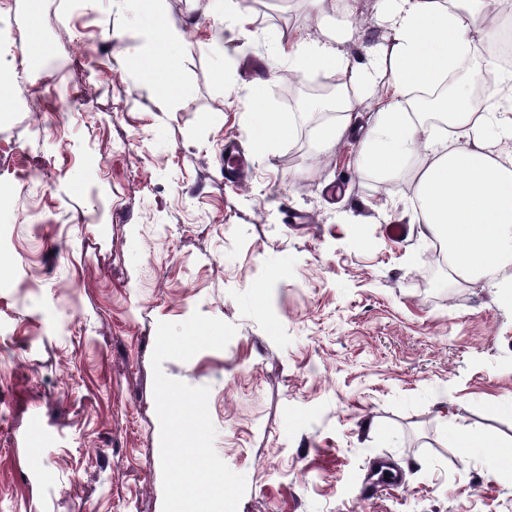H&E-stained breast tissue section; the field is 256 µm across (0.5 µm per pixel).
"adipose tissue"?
Returning <instances> with one entry per match:
<instances>
[{"label": "adipose tissue", "mask_w": 512, "mask_h": 512, "mask_svg": "<svg viewBox=\"0 0 512 512\" xmlns=\"http://www.w3.org/2000/svg\"><path fill=\"white\" fill-rule=\"evenodd\" d=\"M392 26L391 47L369 46L368 62L352 67L332 40L299 36L275 43L288 57L289 68L311 75L333 70L347 76L356 93L374 97L376 112L358 140L361 169L388 175H412L416 190L411 223L421 235L439 241L453 281L484 279L512 304V71L491 58L476 56L474 33L493 34L499 14L512 10V0H383ZM153 86L167 94L171 48L181 39L169 25L151 27ZM478 74L507 93L508 105L475 110L460 77ZM451 81L455 91L440 101V111L453 129L452 140L439 137L416 110L415 89ZM251 144L265 157L278 141L300 124H314L323 150H335L352 128L353 104L341 99V115L332 123L317 119L321 104L302 105L289 119L261 111L262 100L251 93Z\"/></svg>", "instance_id": "obj_1"}]
</instances>
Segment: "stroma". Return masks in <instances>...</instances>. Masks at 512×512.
<instances>
[{
    "label": "stroma",
    "mask_w": 512,
    "mask_h": 512,
    "mask_svg": "<svg viewBox=\"0 0 512 512\" xmlns=\"http://www.w3.org/2000/svg\"><path fill=\"white\" fill-rule=\"evenodd\" d=\"M157 8L182 35L164 109L124 0L0 6L20 45L0 58V512H162L151 357L158 322L196 311L235 336L163 371L209 387L238 512H512V467L489 466L512 439V306L484 280L449 286L408 221L411 177L300 127L224 178L251 84L292 111L300 79L267 41L328 33L361 65L391 38L380 0H355L345 29L329 0L321 23L303 0H242L244 28L207 0ZM381 460L396 483L372 481Z\"/></svg>",
    "instance_id": "35a3bbf8"
}]
</instances>
